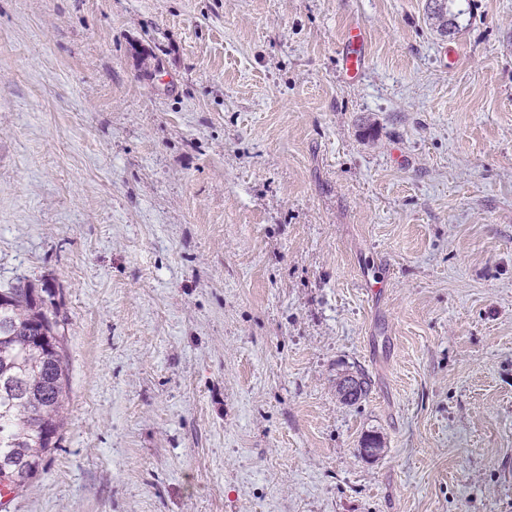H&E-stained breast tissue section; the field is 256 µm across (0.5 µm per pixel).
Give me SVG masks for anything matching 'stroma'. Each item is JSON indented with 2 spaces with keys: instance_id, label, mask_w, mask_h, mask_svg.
Returning a JSON list of instances; mask_svg holds the SVG:
<instances>
[{
  "instance_id": "obj_1",
  "label": "stroma",
  "mask_w": 512,
  "mask_h": 512,
  "mask_svg": "<svg viewBox=\"0 0 512 512\" xmlns=\"http://www.w3.org/2000/svg\"><path fill=\"white\" fill-rule=\"evenodd\" d=\"M456 6L0 0V288L70 378L0 512H512V0ZM454 0H428L427 1V8L430 9L431 14L434 18H436L440 24L441 27L440 31L441 33H448L451 32V30L456 29L458 27V19L462 15V12L458 10L457 12H454L451 8ZM432 4H439L440 7L437 10H432L431 7ZM365 43V32L358 26L353 25L346 38L342 52L343 70L347 78L354 79L360 72L362 66L363 45Z\"/></svg>"
}]
</instances>
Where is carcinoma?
<instances>
[{
    "instance_id": "cac0c4a2",
    "label": "carcinoma",
    "mask_w": 512,
    "mask_h": 512,
    "mask_svg": "<svg viewBox=\"0 0 512 512\" xmlns=\"http://www.w3.org/2000/svg\"><path fill=\"white\" fill-rule=\"evenodd\" d=\"M454 0H428L439 8L431 14L441 32L458 27ZM10 301L0 304V469L18 467L23 489L31 486L51 447L44 435L64 425L68 404L66 355L56 314L36 288L23 281L4 289ZM54 337L37 338L36 327Z\"/></svg>"
}]
</instances>
